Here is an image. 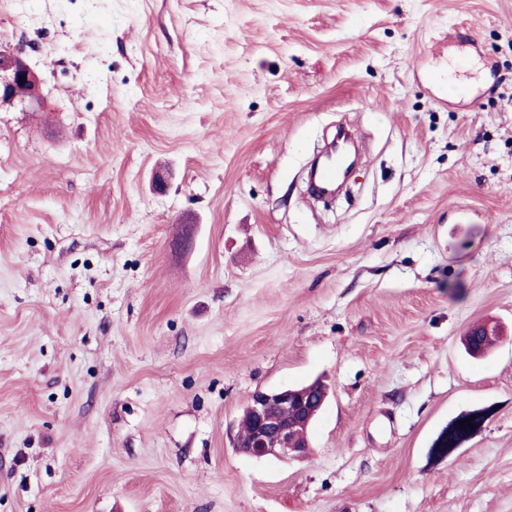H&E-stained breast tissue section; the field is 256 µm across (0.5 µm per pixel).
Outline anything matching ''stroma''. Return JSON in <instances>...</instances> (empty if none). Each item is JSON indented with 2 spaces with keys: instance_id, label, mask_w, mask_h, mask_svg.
I'll use <instances>...</instances> for the list:
<instances>
[{
  "instance_id": "stroma-1",
  "label": "stroma",
  "mask_w": 512,
  "mask_h": 512,
  "mask_svg": "<svg viewBox=\"0 0 512 512\" xmlns=\"http://www.w3.org/2000/svg\"><path fill=\"white\" fill-rule=\"evenodd\" d=\"M0 48V512H512V0H0ZM318 378L305 459L237 451ZM22 54L0 50V103L33 105L39 102V80ZM20 77H25L23 83ZM339 156L341 159V173L339 178L336 177L339 172L338 164L336 166L330 165L322 170V179L324 182H334L336 185L330 192L319 193L322 195L333 196L336 200V193L345 183V187L349 184L351 177L357 172L358 162L353 150L352 142L349 139L340 138L338 139L329 149H322L312 160L309 171H308V189L315 190V183L313 181L317 171L332 160L334 156ZM318 193V192H317Z\"/></svg>"
}]
</instances>
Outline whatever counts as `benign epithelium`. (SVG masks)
<instances>
[{"mask_svg":"<svg viewBox=\"0 0 512 512\" xmlns=\"http://www.w3.org/2000/svg\"><path fill=\"white\" fill-rule=\"evenodd\" d=\"M25 81H20V78ZM39 80L22 53L0 50V103L19 102L33 105L39 102ZM341 159V173L330 196L350 182L357 172V160L352 142L338 139L330 148L321 150L312 160L308 171V188L315 189L317 171L333 157ZM251 419L248 439H236L234 447H243L248 456L262 459L299 460L306 456L309 441L308 427L317 415L315 405L307 392L281 388L257 390L247 406Z\"/></svg>","mask_w":512,"mask_h":512,"instance_id":"benign-epithelium-1","label":"benign epithelium"}]
</instances>
